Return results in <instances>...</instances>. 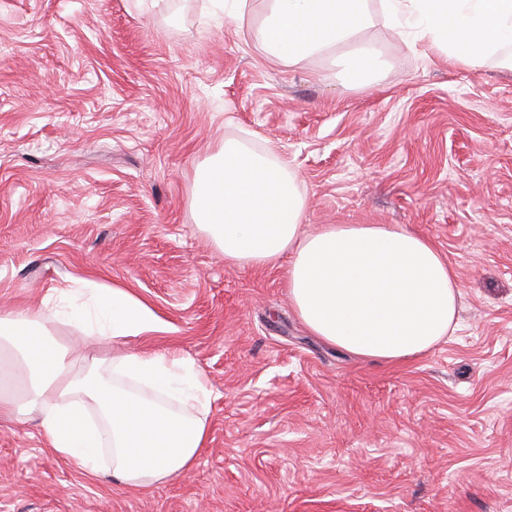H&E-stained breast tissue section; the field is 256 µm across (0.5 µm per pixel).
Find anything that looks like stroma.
Instances as JSON below:
<instances>
[{"label": "stroma", "instance_id": "35a3bbf8", "mask_svg": "<svg viewBox=\"0 0 512 512\" xmlns=\"http://www.w3.org/2000/svg\"><path fill=\"white\" fill-rule=\"evenodd\" d=\"M216 0H0V315L91 280L164 322L133 351L211 392L193 469L147 492L83 476L34 420H0V512H512V72L384 25L379 85L271 62ZM273 146L306 221L400 224L461 285L458 326L404 363L296 317L285 265L242 269L192 215L225 137Z\"/></svg>", "mask_w": 512, "mask_h": 512}]
</instances>
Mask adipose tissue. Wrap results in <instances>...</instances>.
Returning <instances> with one entry per match:
<instances>
[{"mask_svg": "<svg viewBox=\"0 0 512 512\" xmlns=\"http://www.w3.org/2000/svg\"><path fill=\"white\" fill-rule=\"evenodd\" d=\"M404 40L470 68L512 70V0H267L257 34L282 65L338 54L350 88L380 79L382 61L348 45L375 17ZM194 220L227 263L287 261L288 293L312 334L360 358L404 362L456 326L459 282L434 242L396 224H325L304 231L306 198L272 149L225 139L194 173ZM63 312L41 305L0 316V417L36 418L47 451L87 477L146 490L192 470L207 446L210 395L193 360L131 352L82 356L54 323L119 344L156 330L159 318L122 288L71 289ZM141 392L125 388V381Z\"/></svg>", "mask_w": 512, "mask_h": 512, "instance_id": "adipose-tissue-1", "label": "adipose tissue"}]
</instances>
